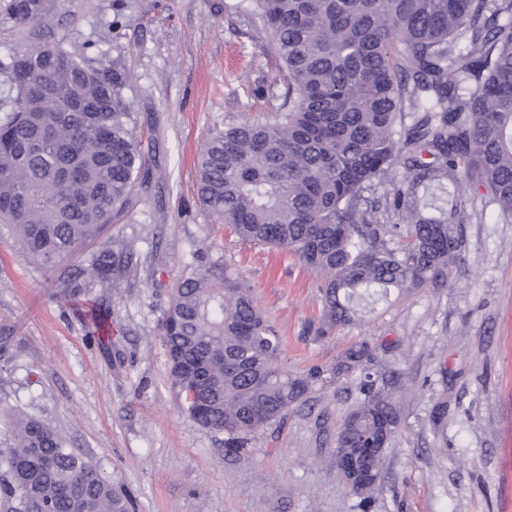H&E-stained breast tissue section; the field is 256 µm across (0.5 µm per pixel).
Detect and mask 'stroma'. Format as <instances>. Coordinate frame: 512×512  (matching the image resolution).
I'll use <instances>...</instances> for the list:
<instances>
[{"label":"stroma","mask_w":512,"mask_h":512,"mask_svg":"<svg viewBox=\"0 0 512 512\" xmlns=\"http://www.w3.org/2000/svg\"><path fill=\"white\" fill-rule=\"evenodd\" d=\"M248 0H58L19 24L0 15V61L35 45L85 49L94 68L125 74L153 172L136 205L104 235L134 242L120 290L62 282L82 258L28 259L0 231V447L16 410L64 431L136 512H358L330 458L358 396L357 375L333 369L361 340L388 347L404 382L400 426L384 453L371 512H512V220L465 225V263L449 286L380 305L364 321L318 335V278L290 250L248 243L205 213L196 164L228 115L274 107L281 62L265 49ZM219 261L253 288L290 371L315 373L307 405L224 451V437L180 411L168 384L163 312L188 263ZM112 332L89 336L91 310Z\"/></svg>","instance_id":"stroma-1"}]
</instances>
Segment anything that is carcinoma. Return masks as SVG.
I'll use <instances>...</instances> for the list:
<instances>
[{
  "mask_svg": "<svg viewBox=\"0 0 512 512\" xmlns=\"http://www.w3.org/2000/svg\"><path fill=\"white\" fill-rule=\"evenodd\" d=\"M25 13L0 0L19 23ZM286 89L208 139L197 167L201 206L249 242L292 250L321 278L326 326L346 325L392 294L443 288L462 265L463 226L486 196L512 219V0H252ZM47 85L26 111L14 72ZM0 224L35 261L74 257L120 222L151 177L122 96L125 76L75 53L33 46L0 62ZM135 245H102L82 274L112 288ZM169 377L193 423L224 448L306 404L311 376L288 372L276 330L239 274L190 266L162 320ZM363 340L336 373L359 393L336 432V470L400 414L399 378ZM347 485L369 512L382 456ZM129 498L57 429L15 416L0 448V512H130Z\"/></svg>",
  "mask_w": 512,
  "mask_h": 512,
  "instance_id": "1",
  "label": "carcinoma"
}]
</instances>
